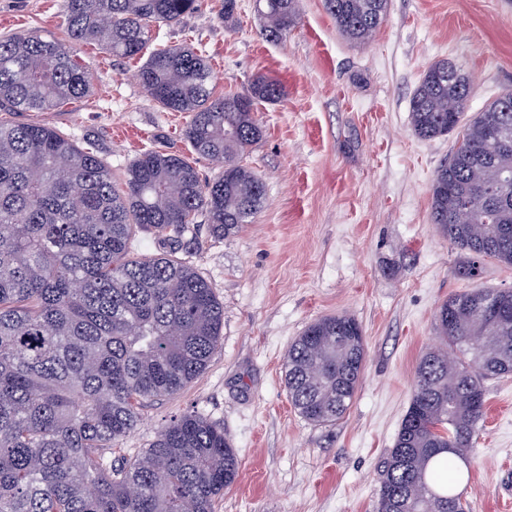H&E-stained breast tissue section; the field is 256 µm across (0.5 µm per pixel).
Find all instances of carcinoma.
Listing matches in <instances>:
<instances>
[{"mask_svg": "<svg viewBox=\"0 0 512 512\" xmlns=\"http://www.w3.org/2000/svg\"><path fill=\"white\" fill-rule=\"evenodd\" d=\"M70 43L35 33L0 36V112H46L85 97L89 69L72 46L93 44L146 61L139 83L161 107L189 112L184 138L221 165L212 179L185 157L147 150L121 181L88 145L46 125L0 119V512H216L238 476L218 424L184 414L142 452L107 463L137 427L145 403L204 373L221 346L224 304L179 256L203 215L219 237L260 211L264 181L244 163L263 138L256 105L284 95L256 77L245 95H211L201 50L149 49L155 26L194 13L198 0H62ZM337 31L368 42L386 0H323ZM262 35L281 42L296 0H256ZM466 74L446 59L425 70L410 101L415 135L456 134L430 186L431 219L475 280L480 261L512 265V94L466 124ZM141 231L168 246L134 252ZM512 290L476 288L443 303L441 343L419 360L413 394L380 475L378 512H466L454 485L469 475L485 415V381L512 375V321L487 316ZM365 345L358 321L328 315L288 347L284 382L306 421L343 417L358 390Z\"/></svg>", "mask_w": 512, "mask_h": 512, "instance_id": "obj_1", "label": "carcinoma"}]
</instances>
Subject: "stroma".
<instances>
[{"mask_svg": "<svg viewBox=\"0 0 512 512\" xmlns=\"http://www.w3.org/2000/svg\"><path fill=\"white\" fill-rule=\"evenodd\" d=\"M237 4L228 24L224 0H199L154 35L205 50L215 96L245 94L259 75L282 83L279 102L257 107L264 137L245 160L266 202L225 238L199 221L185 259L224 304L222 345L199 378L148 403L137 429L103 454H136L194 412L223 427L240 464L218 512H376L417 363L439 342L441 304L477 287L512 290V265L490 258L477 281L455 276L460 252L431 223L429 193L455 139H419L409 118L424 71L442 58L474 79L469 113L512 93V0H388L365 44L338 33L322 0H297L298 23L279 43L262 37L255 0ZM20 32L67 41L61 0H0V36ZM74 55L93 74L87 97L6 121L95 143L117 178L148 149L217 174L183 137L188 113L161 108L140 86V60L92 44ZM340 314L363 328L365 366L347 413L314 425L288 398L284 357L310 323ZM485 387L486 418L458 491L468 512H512V376Z\"/></svg>", "mask_w": 512, "mask_h": 512, "instance_id": "obj_1", "label": "stroma"}]
</instances>
